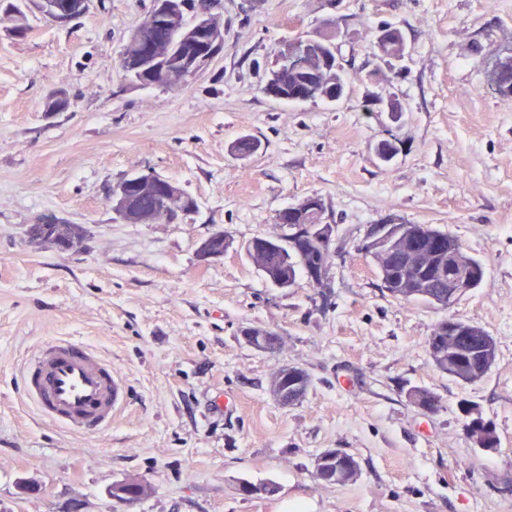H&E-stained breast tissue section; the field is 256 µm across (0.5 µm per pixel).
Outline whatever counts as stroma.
<instances>
[{"label":"stroma","instance_id":"stroma-1","mask_svg":"<svg viewBox=\"0 0 512 512\" xmlns=\"http://www.w3.org/2000/svg\"><path fill=\"white\" fill-rule=\"evenodd\" d=\"M0 0V512H512V103L489 82L512 52V0H222L224 51L188 89L125 78L123 50L154 0H91L65 26L27 13L15 34ZM336 22L346 82L335 102L263 91L282 45ZM406 55H376L383 25ZM66 93L63 112L45 109ZM403 112L392 118L388 99ZM259 141L242 155V137ZM396 137L381 162L375 145ZM162 175L198 202L180 223L127 224L112 191ZM323 198L336 227L332 286H272L245 246L276 213ZM82 225L81 251L30 243L29 225ZM429 224L485 268L449 308L382 291L359 252L369 225ZM223 234L224 255L199 244ZM483 327L498 359L464 385L426 347L441 319ZM279 338L274 352L242 331ZM71 338L111 359L129 388L111 427L80 434L42 418L18 373L43 343ZM311 377L284 407L282 365ZM438 399L412 403L413 389ZM499 438L479 447L461 403ZM353 455L345 485L314 477L316 454ZM145 482L128 504L114 487ZM271 483L247 497L240 485Z\"/></svg>","mask_w":512,"mask_h":512}]
</instances>
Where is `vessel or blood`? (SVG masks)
<instances>
[{"instance_id":"b4317fda","label":"vessel or blood","mask_w":512,"mask_h":512,"mask_svg":"<svg viewBox=\"0 0 512 512\" xmlns=\"http://www.w3.org/2000/svg\"><path fill=\"white\" fill-rule=\"evenodd\" d=\"M20 373L25 393L44 418L84 434L110 427L127 401L111 361L72 339L40 346Z\"/></svg>"}]
</instances>
